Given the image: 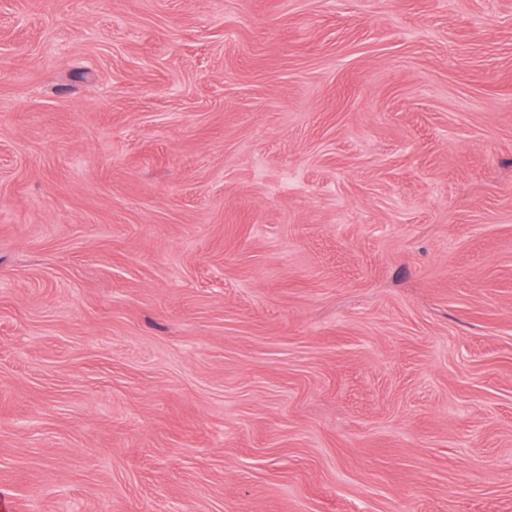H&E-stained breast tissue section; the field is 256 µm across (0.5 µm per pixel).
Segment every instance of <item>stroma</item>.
Masks as SVG:
<instances>
[{
  "label": "stroma",
  "instance_id": "35a3bbf8",
  "mask_svg": "<svg viewBox=\"0 0 512 512\" xmlns=\"http://www.w3.org/2000/svg\"><path fill=\"white\" fill-rule=\"evenodd\" d=\"M0 512H512V0H0Z\"/></svg>",
  "mask_w": 512,
  "mask_h": 512
}]
</instances>
